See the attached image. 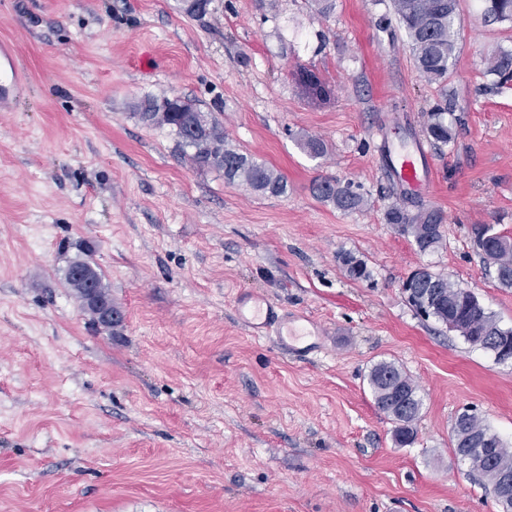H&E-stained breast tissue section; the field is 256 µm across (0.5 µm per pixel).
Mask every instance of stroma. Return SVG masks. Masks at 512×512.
I'll return each instance as SVG.
<instances>
[{"instance_id":"35a3bbf8","label":"stroma","mask_w":512,"mask_h":512,"mask_svg":"<svg viewBox=\"0 0 512 512\" xmlns=\"http://www.w3.org/2000/svg\"><path fill=\"white\" fill-rule=\"evenodd\" d=\"M333 3L210 0L191 16L185 0H0V41L28 77L0 112V512H499L452 429L470 409L512 448V363L417 315L402 284L427 267L512 328V288L474 245L512 238V86L487 71L512 23L459 0L453 138L431 147L420 194L381 141L425 139L439 88L391 0ZM300 68L328 103L306 101ZM147 96L201 104L287 193L196 168L171 128L134 117ZM305 136L327 155L308 157ZM325 176L360 185L365 207L316 199ZM400 202L442 212L439 248L386 222ZM77 260L103 274L120 325L94 323L67 285ZM242 291L321 321L323 350L247 335ZM383 360L423 402L405 447L366 386Z\"/></svg>"}]
</instances>
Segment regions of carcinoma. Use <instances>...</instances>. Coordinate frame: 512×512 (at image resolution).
Segmentation results:
<instances>
[{
    "label": "carcinoma",
    "instance_id": "1",
    "mask_svg": "<svg viewBox=\"0 0 512 512\" xmlns=\"http://www.w3.org/2000/svg\"><path fill=\"white\" fill-rule=\"evenodd\" d=\"M484 20L487 22H512V0H485ZM397 22L404 29L415 64L430 83L442 87V103L429 112L425 133L435 144H446L452 139L447 115L453 111V100L448 98L445 86L448 71L457 49V38L461 27L458 0H392ZM512 72V50L499 49L488 59V72L501 76ZM201 110L200 104L180 97L169 99L148 98L140 105L136 117L145 125L168 126L173 129L181 148H190V159L199 169L216 168L224 171V180L230 184H242L255 192L281 196L287 192L284 177L248 155L241 153L224 141V132L211 114L207 121L195 125L191 111ZM300 148L312 158H322L328 146L324 140L308 136L301 140ZM313 196L333 204L343 212H355L365 206L364 194L351 182L341 183L333 178H321L311 185ZM386 221L397 224L413 236L416 246L422 251L433 250L442 243V215L433 211L423 216L411 215L404 208L394 205L386 212ZM477 246L486 263L495 267L498 283L503 288H512V243L509 238L498 235L490 237L482 231L478 234ZM349 276L359 279L369 277L364 261L351 253L342 257ZM412 292L408 302L415 310L421 309L420 298L425 291L432 293L429 309L425 315L432 316L449 329L454 330L458 321L471 325L472 333L466 340L473 346L494 351L491 338L512 336V329L499 326L494 315L488 312L471 293L431 271L424 279L411 278ZM367 383L377 408L394 423L393 437L396 444L406 446L416 436L415 422L419 419L422 401L417 386L395 363L381 361L369 371ZM490 431L480 418H471L469 426L453 433L454 448L480 439V434ZM504 469L512 470V451L503 442L489 450L482 465L474 469L482 480L491 486L493 494L500 492L497 476Z\"/></svg>",
    "mask_w": 512,
    "mask_h": 512
}]
</instances>
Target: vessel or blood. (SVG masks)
<instances>
[{"label": "vessel or blood", "mask_w": 512, "mask_h": 512, "mask_svg": "<svg viewBox=\"0 0 512 512\" xmlns=\"http://www.w3.org/2000/svg\"><path fill=\"white\" fill-rule=\"evenodd\" d=\"M20 74L17 58L8 43L0 44V109H8L19 93ZM390 173L400 185L409 190L424 189L428 183L430 155L422 141L414 140L398 147H386ZM239 322L256 338L274 337L276 347L283 352L299 353L301 336H309L311 346H318L323 334L321 326L312 331L292 325L287 315L265 295L248 292L235 301Z\"/></svg>", "instance_id": "vessel-or-blood-1"}]
</instances>
